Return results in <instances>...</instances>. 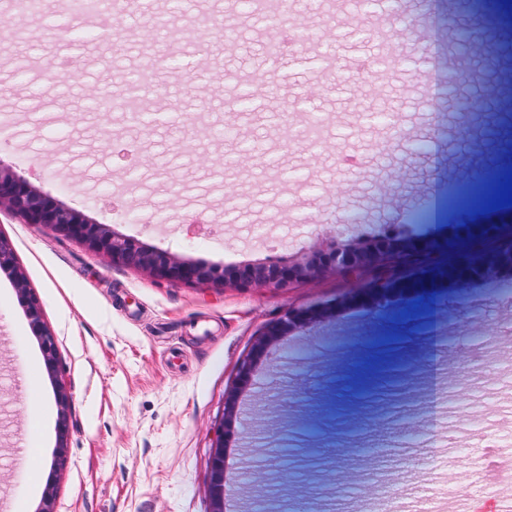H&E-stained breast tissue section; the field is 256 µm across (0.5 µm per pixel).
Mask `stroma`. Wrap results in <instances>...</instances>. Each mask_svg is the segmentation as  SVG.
<instances>
[{
  "instance_id": "1",
  "label": "stroma",
  "mask_w": 512,
  "mask_h": 512,
  "mask_svg": "<svg viewBox=\"0 0 512 512\" xmlns=\"http://www.w3.org/2000/svg\"><path fill=\"white\" fill-rule=\"evenodd\" d=\"M297 0L283 17L293 42L286 68L263 65L260 26L245 23L229 0H186L156 37L163 0L145 5L118 31L117 52L66 14L24 21L0 13V163L90 220L140 245L196 262L282 264L325 248L337 235L363 240L425 235L440 243L482 242L460 230L484 220L479 209H446L436 224L417 210L476 186L478 172L512 168V18L485 0L480 15L460 0H399L394 30L405 57L394 71H359L378 52L375 15L355 0L322 14ZM234 29L235 46L210 41L214 24ZM28 27L26 42L9 40ZM468 28L478 48L468 61L471 96L492 90L485 126L461 132L448 95V47ZM190 61L159 74L165 105L147 137L117 113L90 109L106 71L149 70L169 52ZM280 94L262 112H223L241 89ZM287 123H280L282 107ZM393 113L396 126L367 121ZM316 114L326 131L307 142ZM136 148V169L113 167L105 134ZM253 147L239 164V145ZM137 208L139 218L128 217ZM352 209L355 224H336ZM0 239L15 256L41 318L57 343L48 370L11 275L0 271V512H211L212 455L223 439L224 476L237 492L229 512H254L247 479L273 444L293 460L270 486L288 512H355L374 496L383 512H419L427 500L446 512L477 501L485 512L512 507V487L455 477L456 443L475 449L512 432V278L461 289L441 283L407 302L347 305L379 270L329 271L287 290L198 288L158 280L112 263L45 226L0 211ZM343 302L335 316L285 339L238 387L237 363L269 322L288 310ZM417 370V401L378 391L350 399L333 418L323 377L372 382L395 363ZM473 386L456 406L461 374ZM444 397L429 403L428 391ZM238 389L241 414L224 422V396ZM70 398L67 435L58 431V391ZM382 416L391 426L421 423L419 440L387 444L384 434L354 433L349 417ZM40 449L35 471L28 449ZM61 467H54L57 453Z\"/></svg>"
}]
</instances>
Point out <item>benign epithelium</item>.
Returning a JSON list of instances; mask_svg holds the SVG:
<instances>
[{
    "label": "benign epithelium",
    "mask_w": 512,
    "mask_h": 512,
    "mask_svg": "<svg viewBox=\"0 0 512 512\" xmlns=\"http://www.w3.org/2000/svg\"><path fill=\"white\" fill-rule=\"evenodd\" d=\"M6 207L21 216L28 224H42L62 235L84 243L92 251L173 284H187L207 288L234 286L247 288L265 286L287 289L297 282L318 276L328 270L356 273L366 266L387 261L397 256L413 255L422 260L419 272L401 276L384 270L371 284L358 288L351 300L364 302L368 298L387 302L394 297L414 301L446 278L458 288H464L476 279L490 278L495 271L512 269V247L500 244L512 233V216L506 221L479 224L475 235L495 245L485 254L481 263L461 258L447 265L429 261L437 243L427 237L388 238L366 247H359L347 239H333L326 248L305 253L291 264L256 263L234 269H219L170 253L147 249L134 240L115 233L105 224H94L83 214L63 206L56 198L35 188L11 169L0 164V208ZM0 270L14 276L19 297L26 308L34 333L39 336L47 368L55 369L56 343L43 325L37 298L27 288L25 279L17 272L9 244L0 239ZM338 304L311 306L288 311L284 317L268 323L251 351L237 366V381L247 385L259 361L268 356L270 346L297 329L306 328L333 315ZM213 504L211 512H225L224 503V435H219L213 455Z\"/></svg>",
    "instance_id": "7a95c632"
}]
</instances>
